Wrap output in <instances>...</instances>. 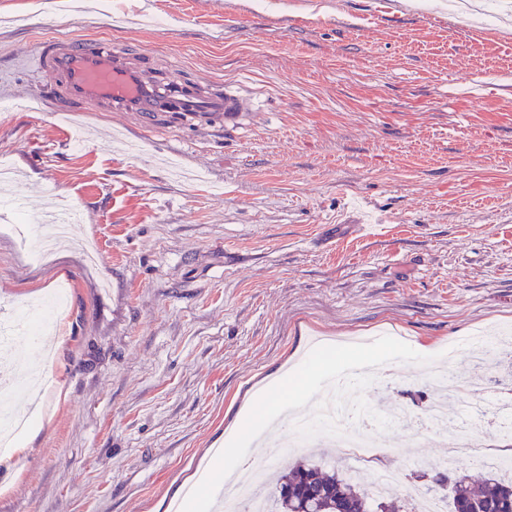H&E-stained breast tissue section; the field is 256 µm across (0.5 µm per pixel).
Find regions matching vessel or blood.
Here are the masks:
<instances>
[{"mask_svg":"<svg viewBox=\"0 0 512 512\" xmlns=\"http://www.w3.org/2000/svg\"><path fill=\"white\" fill-rule=\"evenodd\" d=\"M37 59L54 79L57 95L74 103L77 111L136 112L147 128L157 113L173 105L192 117L223 115L234 126L254 110L252 99L233 84L216 82L206 90H191L178 77L154 83L128 49L95 36L45 40Z\"/></svg>","mask_w":512,"mask_h":512,"instance_id":"vessel-or-blood-1","label":"vessel or blood"}]
</instances>
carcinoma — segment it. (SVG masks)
<instances>
[{
	"label": "carcinoma",
	"mask_w": 512,
	"mask_h": 512,
	"mask_svg": "<svg viewBox=\"0 0 512 512\" xmlns=\"http://www.w3.org/2000/svg\"><path fill=\"white\" fill-rule=\"evenodd\" d=\"M487 479L470 482L465 475L443 474L438 485L449 484L456 501L469 506L470 512H512V480L505 482L481 469ZM367 477L355 478L350 470L331 472L310 459L298 461L276 479L270 491V512H410L404 497L387 490L370 493Z\"/></svg>",
	"instance_id": "carcinoma-1"
}]
</instances>
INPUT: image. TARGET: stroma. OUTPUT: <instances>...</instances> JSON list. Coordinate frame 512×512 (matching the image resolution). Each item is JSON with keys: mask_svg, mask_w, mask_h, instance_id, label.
Wrapping results in <instances>:
<instances>
[{"mask_svg": "<svg viewBox=\"0 0 512 512\" xmlns=\"http://www.w3.org/2000/svg\"><path fill=\"white\" fill-rule=\"evenodd\" d=\"M0 0V98L42 83L43 36L153 57L150 77L235 83L251 119L0 110L22 211L69 201L74 242L32 258L0 219V307L68 288L53 387L0 512H169L243 405L315 339L453 348L512 329V0ZM381 236L355 237L371 213ZM433 383L395 363L369 405L422 416ZM376 434L404 482L467 418Z\"/></svg>", "mask_w": 512, "mask_h": 512, "instance_id": "1", "label": "stroma"}]
</instances>
